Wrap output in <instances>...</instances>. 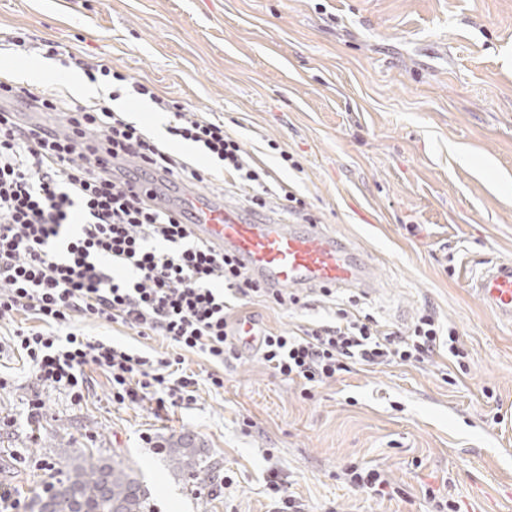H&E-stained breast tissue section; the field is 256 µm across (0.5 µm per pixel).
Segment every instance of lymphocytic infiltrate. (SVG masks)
Returning <instances> with one entry per match:
<instances>
[{
    "label": "lymphocytic infiltrate",
    "mask_w": 512,
    "mask_h": 512,
    "mask_svg": "<svg viewBox=\"0 0 512 512\" xmlns=\"http://www.w3.org/2000/svg\"><path fill=\"white\" fill-rule=\"evenodd\" d=\"M20 50L38 48L47 58L74 67L90 81L111 84L121 94L150 100L171 113V136L191 142L221 163L250 207L270 199L303 214L305 203L246 154L223 121L190 112L159 95L146 81L92 63L58 44L33 42L24 32L7 36ZM0 97L18 110L0 108V320L24 312L40 329H17L13 346L38 385L62 387L72 400L89 390L87 368L103 373L116 403L151 400L157 409L192 400L197 380L182 369V353L215 364L236 356L231 336L235 300L258 287L231 255L197 239L188 224L148 207L130 184H148L170 174L201 183L204 172L154 141L141 128L103 104L85 105L0 82ZM62 115L61 126L25 122L19 110ZM136 161L124 184L112 178V160ZM120 324L140 336H159L171 354L150 358L70 330L73 317ZM463 359L456 328L442 330L431 310L402 332L383 328L356 297L337 304L335 320L302 333L265 332L258 353L304 393L350 371L353 365H414L440 348Z\"/></svg>",
    "instance_id": "1"
}]
</instances>
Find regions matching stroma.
<instances>
[{"label":"stroma","mask_w":512,"mask_h":512,"mask_svg":"<svg viewBox=\"0 0 512 512\" xmlns=\"http://www.w3.org/2000/svg\"><path fill=\"white\" fill-rule=\"evenodd\" d=\"M18 29L223 119L367 257L376 288L361 301L382 324L405 331L431 308L467 354L461 366L444 349L416 366L358 365L307 397L250 350L220 369L188 352L186 372L218 371L224 386L202 380L190 404L159 412L113 402L99 373L79 403L38 389L11 348L36 321L15 314L0 321V485L23 512H37L45 484L82 451L134 468L153 512H272L273 470L305 512H430L428 488L459 512H512V325L468 286L485 262L512 257V0H0V35ZM41 62L52 78L12 75ZM69 73L0 49V82L66 95ZM173 151L208 171L197 192L245 207L219 164L188 143ZM310 296L298 312L248 297L239 314L274 332L332 321ZM75 323L150 357L170 350L118 324ZM187 433L214 474L188 481L169 467V442ZM352 463L384 470L400 496L351 488Z\"/></svg>","instance_id":"stroma-1"}]
</instances>
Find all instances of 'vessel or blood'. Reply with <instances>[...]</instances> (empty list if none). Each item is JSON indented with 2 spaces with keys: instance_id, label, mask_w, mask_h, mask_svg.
<instances>
[{
  "instance_id": "1",
  "label": "vessel or blood",
  "mask_w": 512,
  "mask_h": 512,
  "mask_svg": "<svg viewBox=\"0 0 512 512\" xmlns=\"http://www.w3.org/2000/svg\"><path fill=\"white\" fill-rule=\"evenodd\" d=\"M150 204L189 215L199 238L230 251L265 288H370L368 261L320 224L284 227L253 210L233 208L189 190L171 195L159 184L141 188ZM474 292L502 321L512 323V260L475 273Z\"/></svg>"
}]
</instances>
